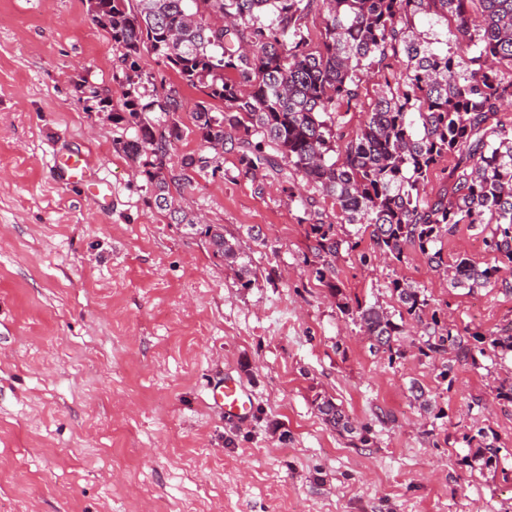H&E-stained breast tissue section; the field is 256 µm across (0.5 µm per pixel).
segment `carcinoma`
Masks as SVG:
<instances>
[{
    "instance_id": "obj_1",
    "label": "carcinoma",
    "mask_w": 512,
    "mask_h": 512,
    "mask_svg": "<svg viewBox=\"0 0 512 512\" xmlns=\"http://www.w3.org/2000/svg\"><path fill=\"white\" fill-rule=\"evenodd\" d=\"M314 11L324 15L317 43L307 25ZM95 15L119 52L117 69L135 73L112 123L133 130L122 150L156 208L177 213L169 184L190 181L189 172L207 167L209 151L229 143L244 174L269 169L287 180L299 173L336 203L342 223L370 229L364 261L401 263L414 251L454 288L499 285L512 293V279L499 276V267L465 256L448 266L435 249L467 224L512 264V131L498 120L512 105V0H96ZM418 21L432 37L416 31ZM450 37L464 51L448 49ZM145 50L206 96L192 113L193 128L176 117L177 90L163 99L140 92L152 81L139 70ZM389 57L399 69L383 74L363 125L338 145L345 115L360 102L364 71ZM190 133L198 150L175 175L167 166L169 147ZM444 157L453 162L448 189L432 198L429 175ZM288 198L306 215L315 278L338 293L333 262L345 240L295 187H288ZM205 236L212 237L213 256L240 258L239 242L211 225ZM390 289L399 303L393 313L358 300L341 305L388 359L404 355L400 338L418 326L426 357L451 351L474 362L489 350L512 352V324L486 334L453 331L437 314L426 317L430 299L423 289L399 279ZM316 407L334 426L354 432L331 400ZM464 439L477 443V454L489 453L486 463L497 457L483 429Z\"/></svg>"
}]
</instances>
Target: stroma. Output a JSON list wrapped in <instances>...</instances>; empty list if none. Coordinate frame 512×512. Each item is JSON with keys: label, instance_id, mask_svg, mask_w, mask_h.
Masks as SVG:
<instances>
[{"label": "stroma", "instance_id": "obj_1", "mask_svg": "<svg viewBox=\"0 0 512 512\" xmlns=\"http://www.w3.org/2000/svg\"><path fill=\"white\" fill-rule=\"evenodd\" d=\"M117 57L87 0H0V512H512V405L495 397L512 353L457 362L448 383L419 335L388 362L338 307L393 309L399 278L445 324L487 332L512 324V294L451 287L414 253L363 263L368 235L306 184L357 244L335 260L333 297L309 271L287 182L257 185L230 148L219 172L171 187L198 220L173 223L121 149L128 131L75 89L87 80L121 108ZM139 65L157 92L178 91L191 124L201 91L153 53ZM77 150L111 181L110 205L54 174ZM218 224L240 242L251 287L208 249ZM440 248L448 263L494 261L464 224ZM227 374L253 397L248 423L209 404ZM320 398L368 427V443L327 423ZM476 426L496 438L497 465L464 442Z\"/></svg>", "mask_w": 512, "mask_h": 512}]
</instances>
